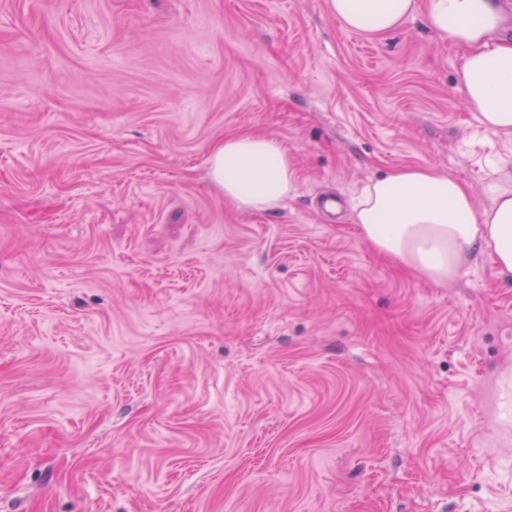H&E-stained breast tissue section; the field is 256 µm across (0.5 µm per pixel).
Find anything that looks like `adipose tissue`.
I'll return each instance as SVG.
<instances>
[{
  "label": "adipose tissue",
  "mask_w": 512,
  "mask_h": 512,
  "mask_svg": "<svg viewBox=\"0 0 512 512\" xmlns=\"http://www.w3.org/2000/svg\"><path fill=\"white\" fill-rule=\"evenodd\" d=\"M341 25L367 36L392 32L416 14L464 51L456 72L464 103L493 134H512V0H329ZM295 172L267 135L224 137L210 148V182L238 207L268 211L284 201ZM360 236L395 264L435 284L454 280L465 261L490 254L512 275V193L479 210L460 179L404 167L367 184L352 207Z\"/></svg>",
  "instance_id": "adipose-tissue-1"
}]
</instances>
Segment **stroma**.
Masks as SVG:
<instances>
[{"label":"stroma","instance_id":"stroma-1","mask_svg":"<svg viewBox=\"0 0 512 512\" xmlns=\"http://www.w3.org/2000/svg\"><path fill=\"white\" fill-rule=\"evenodd\" d=\"M461 60L328 0H0V512H512V276L351 220L399 167L512 192ZM247 132L276 209L207 178ZM294 175L288 151L271 136H226L210 148V182L243 209H275L288 197Z\"/></svg>","mask_w":512,"mask_h":512}]
</instances>
